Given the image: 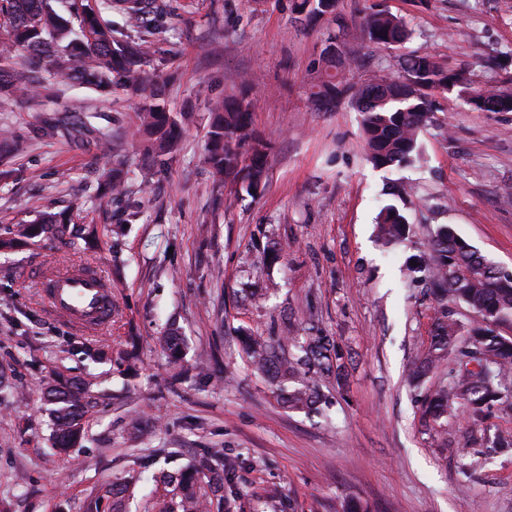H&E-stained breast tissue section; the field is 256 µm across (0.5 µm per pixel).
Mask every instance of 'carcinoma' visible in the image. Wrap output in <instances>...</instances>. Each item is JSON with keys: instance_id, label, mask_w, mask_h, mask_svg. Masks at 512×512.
Segmentation results:
<instances>
[{"instance_id": "obj_1", "label": "carcinoma", "mask_w": 512, "mask_h": 512, "mask_svg": "<svg viewBox=\"0 0 512 512\" xmlns=\"http://www.w3.org/2000/svg\"><path fill=\"white\" fill-rule=\"evenodd\" d=\"M338 0H295L293 10L307 22L329 16L342 25L337 15ZM66 8L78 20V27L60 13ZM115 11L126 24L147 34L137 40L115 30L102 17V11ZM0 27L10 37L0 42V109L49 87L36 80V72L25 62L37 58L46 62L47 72L57 83L76 81L102 97L112 93V77L119 74L125 87L143 101L135 111L138 133L152 140L155 157L171 154L177 144L178 126L163 104L161 88L147 79L139 65L155 41L165 36L157 22L155 0H101L93 8L88 0H0ZM366 39L377 47L400 45L411 37V30L398 17L377 13L366 20ZM328 68L313 92L315 102L325 111L336 108L339 95L351 93L355 108L362 116L367 157L374 167L387 169L412 163L419 156L420 132L435 119L430 91L461 88L477 101L478 112H512V89L495 77L475 86L464 71H449L428 55H416L404 61L399 75H383L369 83L348 82L341 77L336 57L327 58ZM249 103L238 97L223 100L216 107L207 133V162L217 181L242 178L252 189L265 180V145L251 138ZM408 229L407 219L395 205H386L380 214L379 232L389 241L401 240ZM49 233L73 243L82 240L93 247L96 236L79 224L52 213L41 215L32 224L0 227V251L12 249L22 241ZM430 259H421L411 271H424L441 303L452 298L469 305L492 322L482 325L470 337L467 347L480 352L481 370L468 376L448 368V384L438 387L427 398L426 416L434 422L459 408L471 417H480L492 402L512 392V336L499 328L512 326V273L495 269L484 255L458 236L450 224L442 225L431 242ZM244 351L254 370L266 377L276 389L279 401L290 410H318L325 403L316 380L343 376L344 353L334 337L319 328L300 342L291 336L272 340L246 333ZM460 325L444 313L435 322L429 356L414 364L408 380L417 382L432 369L447 363L449 355L464 356ZM74 384L64 389H49L45 398L54 404L51 410L53 439L57 448L67 451L81 438L89 402ZM222 468L207 463L200 469L217 475V489L232 481L239 459L219 451ZM197 472L186 471L168 477L181 495V512H202L204 500L195 490Z\"/></svg>"}]
</instances>
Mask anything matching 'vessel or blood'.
Listing matches in <instances>:
<instances>
[{"label": "vessel or blood", "mask_w": 512, "mask_h": 512, "mask_svg": "<svg viewBox=\"0 0 512 512\" xmlns=\"http://www.w3.org/2000/svg\"><path fill=\"white\" fill-rule=\"evenodd\" d=\"M52 313L73 328L88 330L112 319V294L101 273L68 270L55 278Z\"/></svg>", "instance_id": "1"}]
</instances>
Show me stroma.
<instances>
[{
  "mask_svg": "<svg viewBox=\"0 0 512 512\" xmlns=\"http://www.w3.org/2000/svg\"><path fill=\"white\" fill-rule=\"evenodd\" d=\"M293 0H159L166 35L143 61L178 120L177 148L145 153L130 119L139 107L122 83L108 98L54 85L0 111L17 137L0 149V225L67 212L97 226L92 256L40 237L0 253V512H181L165 475L215 450L239 457L232 491L208 494L209 512H512V454L492 446L512 433V394L485 410L426 426L423 399L446 384L433 370L407 374L430 350L448 312L470 330L480 318L461 301L439 306L406 265L439 225L512 272V112H476L459 92L437 90L436 122L411 166L368 161L361 116L348 98L319 110L311 93L336 30L325 17L300 25ZM339 48L353 81L394 74L428 54L472 81L512 83V0H338ZM386 11L413 31L377 48L364 21ZM246 96L254 136L268 147L257 190L218 184L205 156L216 101ZM93 117L109 141L34 136L47 118ZM121 169L129 192L100 193ZM403 210L406 238L385 243L376 217ZM281 259L267 264L264 254ZM91 261L112 283L111 323L74 331L50 314L41 283ZM335 336L346 384H324V414L280 405L243 353L241 331ZM186 340L173 361L159 344ZM90 382L81 442L52 446L44 390L58 378ZM127 484L123 499L106 484Z\"/></svg>",
  "mask_w": 512,
  "mask_h": 512,
  "instance_id": "stroma-1",
  "label": "stroma"
}]
</instances>
